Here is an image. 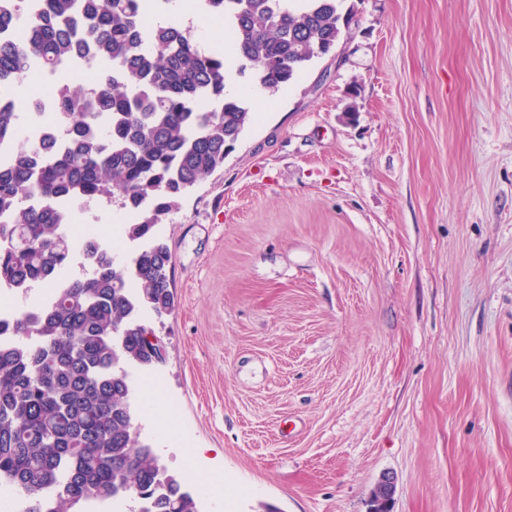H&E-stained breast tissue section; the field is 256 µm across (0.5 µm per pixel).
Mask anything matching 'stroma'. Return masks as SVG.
I'll list each match as a JSON object with an SVG mask.
<instances>
[{"label": "stroma", "mask_w": 512, "mask_h": 512, "mask_svg": "<svg viewBox=\"0 0 512 512\" xmlns=\"http://www.w3.org/2000/svg\"><path fill=\"white\" fill-rule=\"evenodd\" d=\"M335 58L155 228L134 424L201 512H512V0H344ZM117 265L136 215L90 205ZM170 422L153 423L146 389ZM224 497L207 493L214 476Z\"/></svg>", "instance_id": "35a3bbf8"}]
</instances>
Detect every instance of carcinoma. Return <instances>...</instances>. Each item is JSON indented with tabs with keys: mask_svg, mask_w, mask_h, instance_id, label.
Returning a JSON list of instances; mask_svg holds the SVG:
<instances>
[{
	"mask_svg": "<svg viewBox=\"0 0 512 512\" xmlns=\"http://www.w3.org/2000/svg\"><path fill=\"white\" fill-rule=\"evenodd\" d=\"M145 0H0V288L49 289L43 309L19 312L0 342V492L27 512H88L130 499L129 512H199L184 479L159 463L132 423L124 364L153 365L142 307L170 313L166 246L153 229L224 166L251 118L225 95L224 49L202 48L177 16L143 27ZM342 0H201L224 17L239 71L275 94L337 45ZM55 76L82 63L93 86L58 85L59 119L42 134L16 93L32 64ZM116 205L139 216L146 243L124 269L97 241L76 247V208ZM83 275L57 283L74 257Z\"/></svg>",
	"mask_w": 512,
	"mask_h": 512,
	"instance_id": "cac0c4a2",
	"label": "carcinoma"
}]
</instances>
